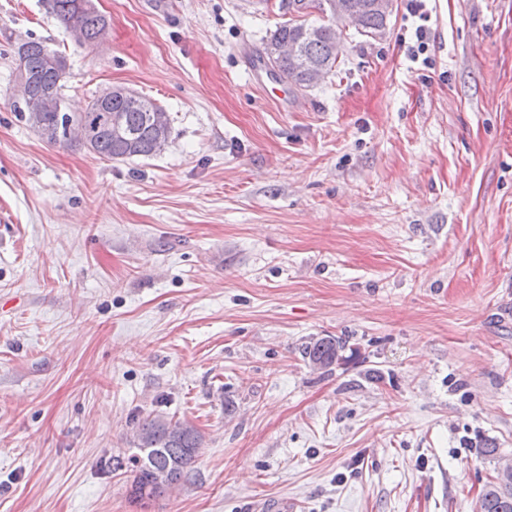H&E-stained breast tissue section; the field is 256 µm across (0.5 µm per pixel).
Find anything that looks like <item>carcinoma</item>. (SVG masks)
I'll list each match as a JSON object with an SVG mask.
<instances>
[{"instance_id":"obj_1","label":"carcinoma","mask_w":512,"mask_h":512,"mask_svg":"<svg viewBox=\"0 0 512 512\" xmlns=\"http://www.w3.org/2000/svg\"><path fill=\"white\" fill-rule=\"evenodd\" d=\"M75 0H52V11L62 25H67ZM334 0H288V9L301 13L313 8L322 14H332ZM374 0H347L349 7L358 14L362 28L367 33H378L386 24L385 13L371 7ZM104 17L100 13L88 12L83 19L82 43L96 42ZM314 26L318 35L311 37L307 30ZM296 47L295 53L279 58L272 67L298 87L313 86L311 76L320 72L327 76L336 70L338 59V36L336 25L305 22H286L273 32L259 53V59L268 58V47L279 43ZM59 51L37 40L22 43L18 59L24 61L25 70L31 80V94L44 95L61 92L64 81L49 62L50 55ZM112 116L121 120V128L101 119L96 101L88 103L83 115L92 128V149L96 157L106 160H124L133 157H150L157 154L158 140L167 141L171 127L157 128L151 113L120 90L112 93V102L107 106ZM344 349L342 340L327 336L307 343L303 357L317 369L327 370L339 358ZM136 452L126 460H113V470H130L132 480L129 495L135 500L154 499L174 488L194 463L199 448L203 447V436L198 429L186 422L165 416L148 417L140 421L134 434ZM481 512H512V464L506 463L497 470L494 481L488 483L480 497Z\"/></svg>"}]
</instances>
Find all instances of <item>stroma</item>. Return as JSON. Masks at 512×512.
I'll use <instances>...</instances> for the list:
<instances>
[{
    "mask_svg": "<svg viewBox=\"0 0 512 512\" xmlns=\"http://www.w3.org/2000/svg\"><path fill=\"white\" fill-rule=\"evenodd\" d=\"M98 8L95 47L0 0V512H473L481 448L512 458V0H394L311 88L254 68L282 0ZM33 39L71 111L162 106L165 151L42 140L13 111ZM156 414L204 445L143 506L108 462ZM344 349V343L339 338L327 336L307 343L303 349V357L317 369L328 370L339 358V352Z\"/></svg>",
    "mask_w": 512,
    "mask_h": 512,
    "instance_id": "35a3bbf8",
    "label": "stroma"
}]
</instances>
